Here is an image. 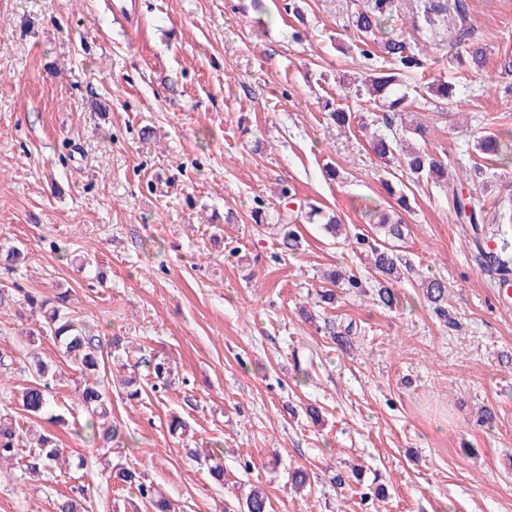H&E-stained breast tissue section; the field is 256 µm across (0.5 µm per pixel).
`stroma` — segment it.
<instances>
[{
  "mask_svg": "<svg viewBox=\"0 0 512 512\" xmlns=\"http://www.w3.org/2000/svg\"><path fill=\"white\" fill-rule=\"evenodd\" d=\"M111 2L0 0V243L26 254L19 287L69 293L95 335L122 337L100 380L124 433L109 448L76 436L81 374L51 338L29 346L36 317L0 308V354L12 358L0 415L54 434L72 462L47 481L0 464V512H56L79 485L89 512H125L113 464L180 512H234L255 487L269 512H512V298L478 267L447 193L369 144L375 114L350 83L384 68L352 31L365 0H297L295 15L286 0H134L123 14ZM419 4L447 25L425 27ZM462 20L486 51L481 69L461 61ZM389 29L429 56L405 82L412 99L435 77L457 91L411 112L426 129L417 146L473 174L484 239L512 238L492 221L512 163L474 149L512 131L497 75L512 55V0H392ZM327 103L352 108L349 124ZM314 208L336 215L340 236L308 220ZM373 208L403 225L410 271L392 308L355 244L382 236ZM289 210L292 250L275 227ZM340 269L361 289L320 303ZM428 277L448 287L447 316L425 299ZM36 355L57 372L55 405L38 417L12 399ZM158 358L174 371L164 389ZM174 414L185 434L170 433ZM213 446L220 485L191 454ZM297 467L310 477L300 490Z\"/></svg>",
  "mask_w": 512,
  "mask_h": 512,
  "instance_id": "obj_1",
  "label": "stroma"
}]
</instances>
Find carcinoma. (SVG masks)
Returning a JSON list of instances; mask_svg holds the SVG:
<instances>
[{
	"mask_svg": "<svg viewBox=\"0 0 512 512\" xmlns=\"http://www.w3.org/2000/svg\"><path fill=\"white\" fill-rule=\"evenodd\" d=\"M391 0H371L362 10L351 18L354 30L372 40H380V47L391 72L370 75L356 86L357 101L382 108L385 112H404L409 100L403 91L406 74L420 69L426 63V55L422 50L414 48L405 39L398 36L383 35V27L390 15ZM423 134L418 125H405L397 128L391 134H381L375 130L371 133L374 152L381 159L388 161L396 157L403 158L404 167L418 179H425L434 184L442 183L451 191L454 210L460 223L470 225L475 233L473 244L478 251L479 259L489 271L499 275L500 284H505L512 276V253L509 243L503 242L496 251H484L481 239L477 236L482 214L472 206L470 198L464 195L460 188L462 182L448 181V165L423 149H406L407 134ZM475 150L482 155L499 156L502 151L500 135L488 133L477 140ZM294 217L283 218L279 233L282 234L283 245L291 248L297 245V235L293 228ZM493 221L497 224H512V197L500 198L494 203ZM357 244L371 258V265L381 278L377 290L378 301L386 307H392L398 301V295L389 284L404 275L401 270L402 262L388 244L372 243L366 237H357ZM25 259L24 253L17 247L0 244V269L12 272L18 263ZM325 281L330 288L318 293L321 301L331 302L336 298L335 288H359L358 277L346 271H332L327 274ZM426 300L443 317H448L445 308L448 293L444 281L431 278L423 286ZM24 304L31 311L43 313V321L38 329L28 331L29 343H37L40 337L51 338L61 347L63 355L73 361L83 376L84 387L80 394V404L84 407L86 419L83 424L75 427L78 436L90 441L110 444L122 437L120 427L105 425L101 420L107 417L106 394L99 389L100 379L97 371L100 369L102 344L99 337L89 334L85 325L75 315L68 305L65 294H57L52 298H38L27 292L23 294ZM32 371L34 380L24 387L14 400L21 409L30 415H41L52 409L54 398L51 381L54 378L52 367L33 354ZM28 452L18 457L20 430L7 417L0 416V463L10 464L21 459L23 469L31 475L56 477V472L64 471V449L60 448L55 437L50 433H25ZM221 450H197V454L209 462V471L219 482L223 481L224 468L220 456ZM108 479L126 487L135 488L137 502L132 504V512H141V508L149 506L152 512H177L176 504L165 497L152 485L139 480L136 470L119 465L110 470ZM247 512H269V499L259 491L249 494L246 499Z\"/></svg>",
	"mask_w": 512,
	"mask_h": 512,
	"instance_id": "cac0c4a2",
	"label": "carcinoma"
}]
</instances>
